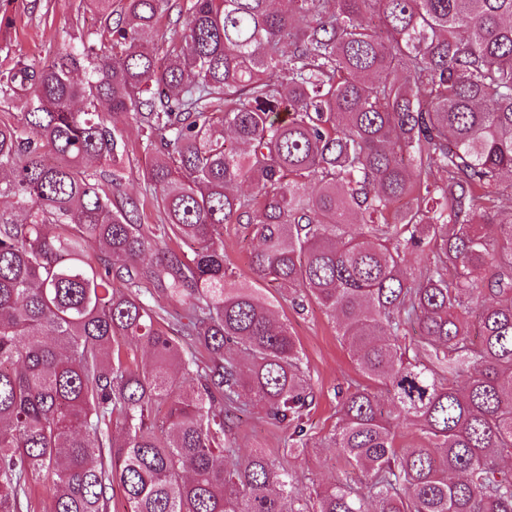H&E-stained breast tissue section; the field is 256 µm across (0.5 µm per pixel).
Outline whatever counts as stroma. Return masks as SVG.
Returning a JSON list of instances; mask_svg holds the SVG:
<instances>
[{
  "mask_svg": "<svg viewBox=\"0 0 512 512\" xmlns=\"http://www.w3.org/2000/svg\"><path fill=\"white\" fill-rule=\"evenodd\" d=\"M80 0H12L8 25L0 27V71L17 59L36 61L55 52L78 46L81 36L92 37L101 28L99 16L79 7ZM257 241L243 224L224 227V259L242 277L252 278L250 256ZM281 321L301 344L303 363L310 377L314 401L305 418L308 446L298 457L288 455L286 426L274 423L265 413L251 409L241 414L235 427L240 455L263 448L273 460L287 462L301 490L342 477L361 482L359 471L345 464L327 438L336 423L338 388L363 383L347 348L336 333L332 319L317 304L293 307L282 288L266 284Z\"/></svg>",
  "mask_w": 512,
  "mask_h": 512,
  "instance_id": "stroma-1",
  "label": "stroma"
}]
</instances>
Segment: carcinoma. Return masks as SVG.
Returning a JSON list of instances; mask_svg holds the SVG:
<instances>
[{
    "instance_id": "carcinoma-1",
    "label": "carcinoma",
    "mask_w": 512,
    "mask_h": 512,
    "mask_svg": "<svg viewBox=\"0 0 512 512\" xmlns=\"http://www.w3.org/2000/svg\"><path fill=\"white\" fill-rule=\"evenodd\" d=\"M271 2L191 0L161 60L168 0H124L128 22L86 0L99 37L0 74L23 108L0 121V195L27 211H0V512H35L41 481L46 512H109L116 490L126 512H512V0ZM130 120L165 224L115 196ZM226 224L384 389L348 391L328 438L368 494L306 496L263 449L238 459L247 406L301 455L313 396L288 324L225 263ZM150 288L185 306L183 340ZM401 426L428 445L396 447Z\"/></svg>"
}]
</instances>
